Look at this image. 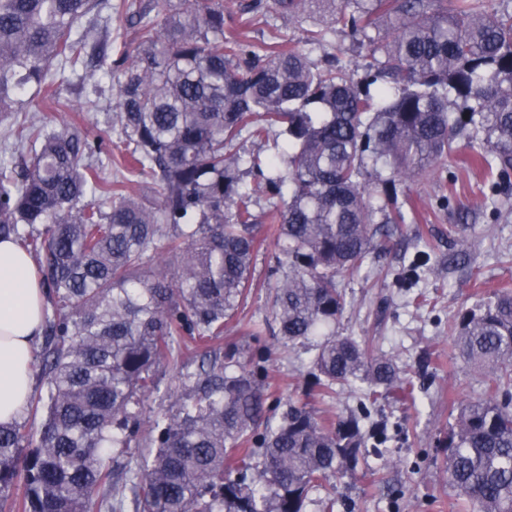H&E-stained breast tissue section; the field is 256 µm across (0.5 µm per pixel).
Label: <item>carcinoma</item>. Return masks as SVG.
<instances>
[{
  "mask_svg": "<svg viewBox=\"0 0 512 512\" xmlns=\"http://www.w3.org/2000/svg\"><path fill=\"white\" fill-rule=\"evenodd\" d=\"M106 2L0 0V120L28 88L57 101L54 73L79 66L73 93L88 108L104 93L95 71L113 74L120 130L111 149L32 118L0 151V240L35 261L54 308L30 403L43 424H0V512H307L323 483L356 471L365 434L355 416L320 420L300 403L276 417L268 350L241 361L213 345L257 287L261 224L280 246L272 315L285 342L314 351L310 390L361 381L374 400L412 395L393 358L336 334L337 278L394 245L377 228L406 223L391 193L445 161L463 130L471 163L512 176V13L487 0H241L243 29L272 12L330 14L302 46H257L224 37V0H117L103 19ZM114 22L130 35L118 45ZM338 26L381 53L359 80L334 55L311 57ZM276 132L287 140L265 161L231 151ZM114 150L151 180L139 193L101 177ZM245 172L272 199L262 221ZM451 331L489 378L438 439L448 481L478 512H512V400L498 399L512 396V292L461 311ZM183 336L201 351L195 371ZM164 364L179 369L175 410L146 422L140 402ZM371 436L385 456L386 431Z\"/></svg>",
  "mask_w": 512,
  "mask_h": 512,
  "instance_id": "1",
  "label": "carcinoma"
}]
</instances>
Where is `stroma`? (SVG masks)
<instances>
[{
    "label": "stroma",
    "instance_id": "stroma-1",
    "mask_svg": "<svg viewBox=\"0 0 512 512\" xmlns=\"http://www.w3.org/2000/svg\"><path fill=\"white\" fill-rule=\"evenodd\" d=\"M114 107L107 94L97 108L63 118L114 141ZM468 145V138H461L445 165L397 188L398 202H411L416 219L397 226L393 250L373 253L357 272L339 280L348 305L337 334L369 337L377 352L394 356L414 383L413 398L389 396L367 406L365 386L358 382L330 397L307 395L309 355L304 347L283 345L271 313L273 291L266 282L279 246L268 226L253 267L258 287L219 341L226 349L245 350L256 342L269 348L272 389L281 405L304 401L315 415L336 417L364 407L371 418L388 423L389 457L366 453L354 474L331 479L335 512H472L448 483L446 453L437 439L448 428L451 405L481 396L486 376L459 357L450 325L459 311L512 290V182L499 188L504 207H485L482 199L490 189L481 171L467 163ZM452 225L467 247L449 242ZM255 324L263 329L256 342L248 334Z\"/></svg>",
    "mask_w": 512,
    "mask_h": 512
}]
</instances>
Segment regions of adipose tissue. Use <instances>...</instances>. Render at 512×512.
Returning <instances> with one entry per match:
<instances>
[{"mask_svg":"<svg viewBox=\"0 0 512 512\" xmlns=\"http://www.w3.org/2000/svg\"><path fill=\"white\" fill-rule=\"evenodd\" d=\"M43 305L30 257L16 243L0 242V423L18 421L27 411Z\"/></svg>","mask_w":512,"mask_h":512,"instance_id":"adipose-tissue-1","label":"adipose tissue"}]
</instances>
